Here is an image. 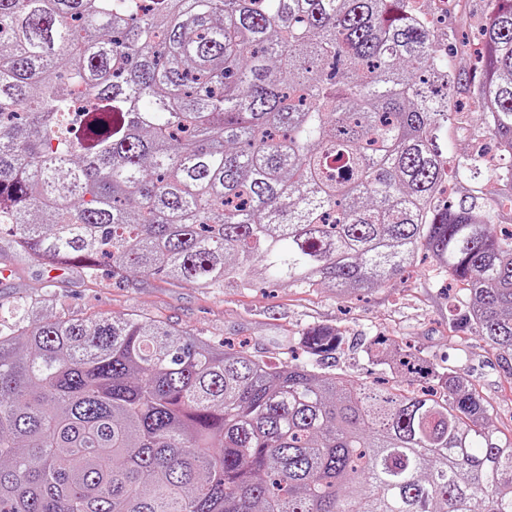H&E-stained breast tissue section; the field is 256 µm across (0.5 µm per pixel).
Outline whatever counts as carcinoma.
<instances>
[{"label": "carcinoma", "mask_w": 512, "mask_h": 512, "mask_svg": "<svg viewBox=\"0 0 512 512\" xmlns=\"http://www.w3.org/2000/svg\"><path fill=\"white\" fill-rule=\"evenodd\" d=\"M475 95L498 158L444 199L457 76L412 0H0V238L93 277L345 299L427 253L512 354V0ZM141 318L0 320V512H512V435L455 370L374 340L394 374Z\"/></svg>", "instance_id": "carcinoma-1"}]
</instances>
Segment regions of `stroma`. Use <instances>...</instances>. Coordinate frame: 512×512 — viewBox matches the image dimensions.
Masks as SVG:
<instances>
[{"mask_svg": "<svg viewBox=\"0 0 512 512\" xmlns=\"http://www.w3.org/2000/svg\"><path fill=\"white\" fill-rule=\"evenodd\" d=\"M467 23L443 12L435 19L436 39L443 44L466 40L476 45L493 9L491 0H465ZM462 79L453 101L467 108L465 119L448 128L449 153H463L488 142L475 109L471 59L454 58ZM430 260L416 266L394 286L346 299L323 288L288 286L259 277L254 287L200 288L159 276L127 273L89 279L78 266L45 268L36 259L0 251V317L28 305L46 316L97 318L138 314L220 341L247 339L254 354L279 357L315 326L337 328L344 342L330 366L333 372L370 380L380 371L367 353L371 339L403 336L431 362L449 366L477 384L492 404L494 426L512 434V356L499 354L485 341L469 337L462 345L451 338L448 313L458 300L455 290L434 285L427 276Z\"/></svg>", "mask_w": 512, "mask_h": 512, "instance_id": "1", "label": "stroma"}]
</instances>
